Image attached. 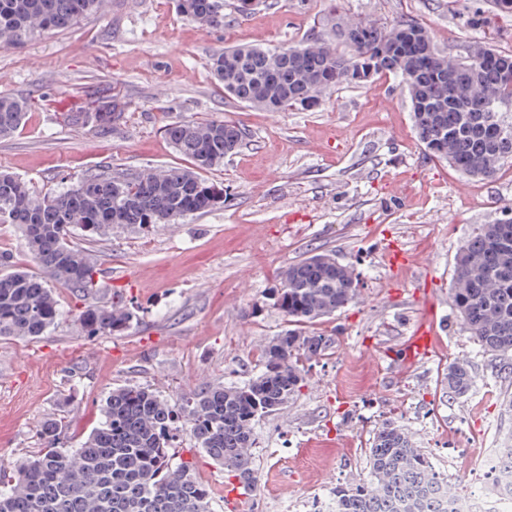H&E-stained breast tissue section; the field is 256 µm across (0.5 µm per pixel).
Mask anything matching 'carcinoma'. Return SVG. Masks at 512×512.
Returning a JSON list of instances; mask_svg holds the SVG:
<instances>
[{
	"mask_svg": "<svg viewBox=\"0 0 512 512\" xmlns=\"http://www.w3.org/2000/svg\"><path fill=\"white\" fill-rule=\"evenodd\" d=\"M105 0H0V48L18 47L45 32L67 29L100 11ZM228 0H178L183 16L201 27L224 25ZM332 41L299 47H236L213 54L211 69L224 93L249 107L277 112L307 110L323 93L358 87L393 75L404 82L419 142L438 160L470 178H495L512 170V54L482 43L448 60L416 21L381 30L347 23ZM124 110L118 95L101 101L91 117L110 127ZM28 102L0 95V138L23 124ZM166 134L189 167L114 175L91 173L64 190L35 193L21 178L0 172V223L16 225L36 269L14 268L0 255V338L45 335L60 311L55 287L90 291L97 273L92 250L73 241L79 229L95 240L118 224L142 230L224 205V187L203 173L239 150L241 127L211 120L172 125ZM352 265L331 251L290 263L274 300L292 328L260 345L261 370L240 385L210 386L172 399L144 386L109 393L103 421L78 448H66L63 425H40L44 447L9 468L0 467V512H211V491L192 463L175 460L186 433L240 488L258 475L252 448L255 427L280 411L304 381V362L333 354L334 340L308 327L358 298ZM450 297L470 335L512 374V222L481 224L454 255ZM135 311L120 295L87 309L77 322L87 336H112L129 328ZM474 380L457 358L441 373L448 396H466ZM369 479L332 488L333 512H452L448 476L436 471L407 428L388 422L373 432Z\"/></svg>",
	"mask_w": 512,
	"mask_h": 512,
	"instance_id": "cac0c4a2",
	"label": "carcinoma"
}]
</instances>
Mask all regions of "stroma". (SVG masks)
Returning a JSON list of instances; mask_svg holds the SVG:
<instances>
[{"label": "stroma", "mask_w": 512, "mask_h": 512, "mask_svg": "<svg viewBox=\"0 0 512 512\" xmlns=\"http://www.w3.org/2000/svg\"><path fill=\"white\" fill-rule=\"evenodd\" d=\"M480 14L487 26L475 25ZM352 19L414 20L448 56L474 42L512 53V14L493 0H276L226 10L220 29L183 17L176 0H107L68 30L0 48V93L32 103L24 126L0 139V170L35 191L66 189L105 167L184 166L165 134L173 124L221 119L247 133L208 173L224 187L223 206L150 233L114 227L89 244L101 259L96 293L58 289L60 316L47 335L0 339V465L41 448L49 417L62 420L67 447H79L114 387L173 398L246 382L260 369V344L288 328L270 296L282 270L328 249L356 267L361 295L320 325L335 339L333 355L310 362L300 391L258 423L255 491L233 493L189 437L177 458L208 483L213 512H308L336 484L367 480L369 435L395 421L450 482L481 479L484 449L512 436V375L457 316L450 284L457 246L512 210V173L472 180L432 160L401 78L330 90L307 110L266 112L225 98L209 69L219 49L299 46ZM114 92L127 107L103 130L87 115ZM393 241L425 266L420 279L392 272ZM116 291L134 307L133 323L118 336L84 335L79 313ZM428 314L432 354L407 361L404 345ZM456 358L474 376L460 399L437 384Z\"/></svg>", "instance_id": "obj_1"}]
</instances>
